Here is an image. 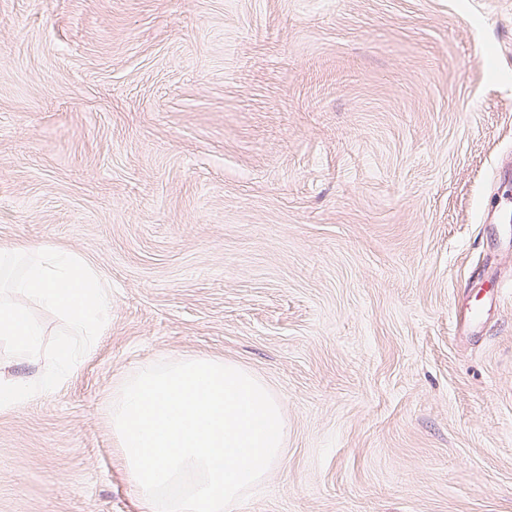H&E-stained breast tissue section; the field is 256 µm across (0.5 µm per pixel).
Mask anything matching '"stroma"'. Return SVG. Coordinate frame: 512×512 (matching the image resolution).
<instances>
[{
  "label": "stroma",
  "instance_id": "35a3bbf8",
  "mask_svg": "<svg viewBox=\"0 0 512 512\" xmlns=\"http://www.w3.org/2000/svg\"><path fill=\"white\" fill-rule=\"evenodd\" d=\"M15 244L112 322L0 411V512H142L112 395L189 357L288 422L233 512H512V0H0Z\"/></svg>",
  "mask_w": 512,
  "mask_h": 512
}]
</instances>
